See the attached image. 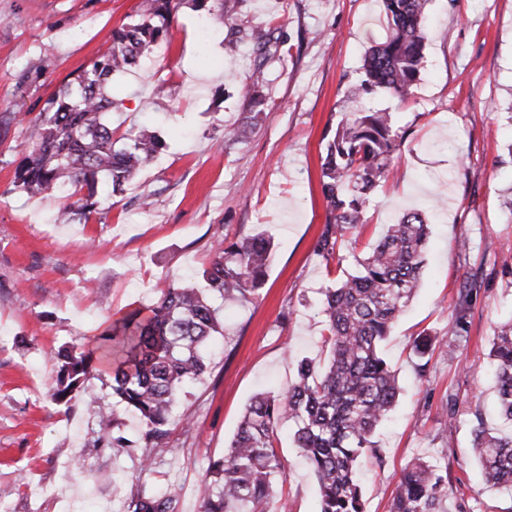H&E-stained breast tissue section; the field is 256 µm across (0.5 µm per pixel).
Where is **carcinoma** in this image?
Returning a JSON list of instances; mask_svg holds the SVG:
<instances>
[{"label":"carcinoma","mask_w":512,"mask_h":512,"mask_svg":"<svg viewBox=\"0 0 512 512\" xmlns=\"http://www.w3.org/2000/svg\"><path fill=\"white\" fill-rule=\"evenodd\" d=\"M429 0H383L385 40L363 58L364 79L347 96L351 117L338 124L321 157L320 183L327 217L315 252L341 275L324 291L323 316L328 357L320 366L297 363V381L279 394L261 393L246 407L236 436L224 456L211 462L199 486L201 512H270L269 504L284 471L275 450L277 427L286 418L295 425L294 441L312 468L319 486L318 512H364L357 464L379 458L375 430L399 394L395 371L380 351L393 322L418 287L428 224L417 211L387 226L378 243L355 258L353 273L342 270L341 249L347 234L364 227L366 193L395 176V157L403 141L393 113L371 111L360 99L375 88L408 100L424 62ZM174 0H143L139 21L112 33V47L91 66L65 83L36 114L16 117L26 127L28 154L16 168L15 183L37 194L65 190L67 208L88 222L98 212L101 190L121 193L139 168L162 148L152 131L142 128L116 147L108 114L112 74L136 65L167 32ZM253 102H262L264 63L250 76ZM258 113L224 128V142L234 143L244 128L256 125ZM271 240L263 234L213 246L203 271L207 290L224 300L249 302L262 288L269 266ZM223 331L218 309L189 280H171L155 303L135 308L114 320L100 336L108 343L99 357L75 346L55 353L56 403H66L109 364L112 393L144 424L143 447L154 456L169 452L167 426L184 389L206 372L203 349ZM439 343L423 330L412 342L426 369ZM499 413L506 433L483 426L472 432L471 452L484 481L512 490V319L491 341ZM118 427L102 415L93 447L112 441L128 451L132 441L111 436ZM448 465L418 458L399 477L390 512H447ZM128 512H177V498L145 488L130 497Z\"/></svg>","instance_id":"1"}]
</instances>
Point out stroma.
Here are the masks:
<instances>
[{
	"label": "stroma",
	"mask_w": 512,
	"mask_h": 512,
	"mask_svg": "<svg viewBox=\"0 0 512 512\" xmlns=\"http://www.w3.org/2000/svg\"><path fill=\"white\" fill-rule=\"evenodd\" d=\"M139 4L0 0V512H126L143 484L175 494L178 512H200L198 486L252 398L286 391L298 359L327 355L320 291L332 277L315 252L327 214L321 154L348 114L366 51L386 35L382 0H242L228 19L216 0L201 9L180 0L167 42L113 79V128L152 126L164 148L81 224L61 194L16 187L28 136L15 116L41 112L69 74L107 51L113 29L137 21ZM427 23L409 101L379 88L362 100L393 112L405 138L397 179L372 192L364 233L344 244L346 268L403 214L421 212L429 226L420 287L382 345L400 393L375 436L382 462L364 465V510L388 512L401 471L442 458L448 512H512V494L487 487L471 453L477 423L500 425L488 349L512 317V213L501 204L512 186V0H430ZM254 27L275 29L284 45L265 67L259 125L228 145L224 129L249 109L256 63L250 42L232 47L228 37ZM33 59L40 73L29 72ZM257 233L273 242L265 283L249 303L213 298L224 332L172 413L171 454L147 465L139 448L93 449L99 410L114 411L119 434L134 441L142 423L106 372L70 403L51 402L57 349L94 348L113 319L157 300L165 281L200 277L218 237ZM422 330L448 344L423 373L411 350ZM293 433L280 423L287 480L270 509L317 512L318 484Z\"/></svg>",
	"instance_id": "stroma-1"
}]
</instances>
